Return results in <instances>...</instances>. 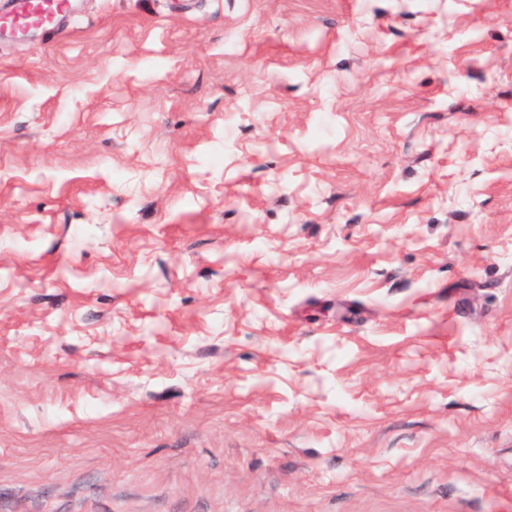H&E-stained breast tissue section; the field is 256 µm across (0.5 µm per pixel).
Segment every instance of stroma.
Wrapping results in <instances>:
<instances>
[{
	"instance_id": "35a3bbf8",
	"label": "stroma",
	"mask_w": 512,
	"mask_h": 512,
	"mask_svg": "<svg viewBox=\"0 0 512 512\" xmlns=\"http://www.w3.org/2000/svg\"><path fill=\"white\" fill-rule=\"evenodd\" d=\"M0 512H512V0L1 37Z\"/></svg>"
}]
</instances>
